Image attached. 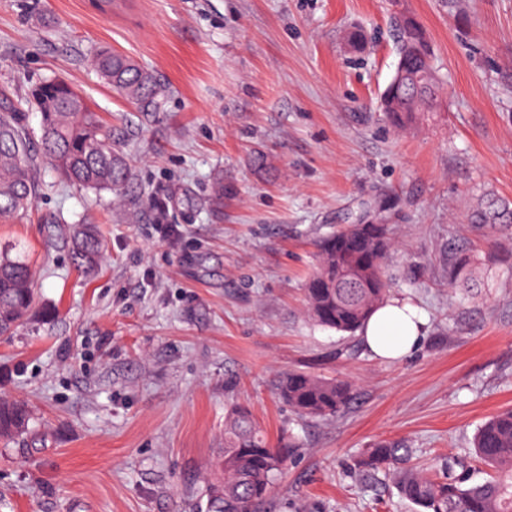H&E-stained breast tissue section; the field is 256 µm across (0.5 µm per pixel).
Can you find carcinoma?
Segmentation results:
<instances>
[{
	"instance_id": "obj_1",
	"label": "carcinoma",
	"mask_w": 512,
	"mask_h": 512,
	"mask_svg": "<svg viewBox=\"0 0 512 512\" xmlns=\"http://www.w3.org/2000/svg\"><path fill=\"white\" fill-rule=\"evenodd\" d=\"M398 62L418 76L435 70L419 23H396ZM92 64L99 76L132 104L157 108L162 89L127 55L109 48L95 52ZM439 87L430 83L388 87L380 108L401 126L417 112H431ZM28 103L42 115L40 148H35L22 122V112L0 109V218L17 215L35 202L36 172L45 161L67 182L120 199L130 180L123 154L112 145L96 113L65 80L45 79L30 90ZM478 224L512 223V204L482 194L473 211ZM319 267L305 288L308 313L319 326L354 334L387 295L383 263L392 241L386 224H344L316 242ZM105 245L86 224L72 235L71 259L83 269L94 268ZM35 282L26 260L0 251V338L9 337L33 309ZM276 394L305 418L338 414L353 398L344 381L290 371L273 383ZM29 407L21 400L0 399V437L26 430ZM477 459L491 470L488 478L471 482L448 470L442 479L410 464V449L398 442H377L357 466L363 472L389 471L401 496L418 512H512V409L493 415L474 438ZM287 460V445L274 447L243 406L224 417V459L221 472L206 489V512H262L272 497Z\"/></svg>"
}]
</instances>
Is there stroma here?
I'll use <instances>...</instances> for the list:
<instances>
[{
    "mask_svg": "<svg viewBox=\"0 0 512 512\" xmlns=\"http://www.w3.org/2000/svg\"><path fill=\"white\" fill-rule=\"evenodd\" d=\"M402 16L443 94L399 128L380 98ZM101 47L154 75L158 110L103 83ZM49 77L83 95L131 179L118 206L46 167L33 206L0 222L37 288L0 339V398L34 414L0 441V512H202L233 404L296 445L268 512H415L354 467L382 440L484 478L473 436L512 408V223L469 215L485 192L512 201V0H0V102ZM82 217L106 243L88 273L70 259ZM340 224L391 227L389 295L427 320L405 360L307 316L315 243ZM291 370L354 398L300 418L272 387Z\"/></svg>",
    "mask_w": 512,
    "mask_h": 512,
    "instance_id": "obj_1",
    "label": "stroma"
}]
</instances>
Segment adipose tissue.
Instances as JSON below:
<instances>
[{
    "label": "adipose tissue",
    "mask_w": 512,
    "mask_h": 512,
    "mask_svg": "<svg viewBox=\"0 0 512 512\" xmlns=\"http://www.w3.org/2000/svg\"><path fill=\"white\" fill-rule=\"evenodd\" d=\"M425 321L416 307L393 298L381 305L361 330L366 347L377 358L397 361L410 356L424 335Z\"/></svg>",
    "instance_id": "ef3b65f1"
}]
</instances>
